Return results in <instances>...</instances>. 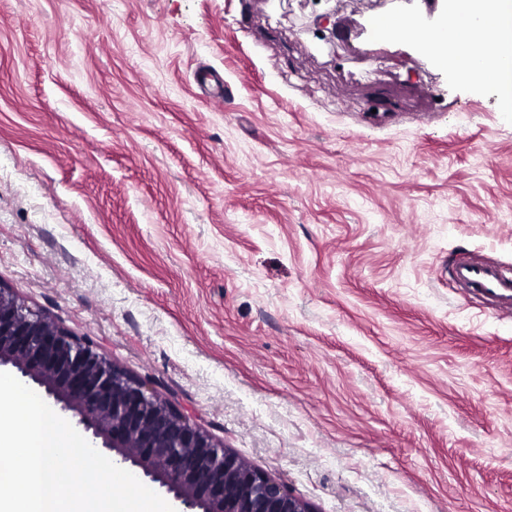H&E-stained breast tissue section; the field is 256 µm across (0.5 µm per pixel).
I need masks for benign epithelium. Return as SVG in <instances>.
<instances>
[{
	"instance_id": "7a95c632",
	"label": "benign epithelium",
	"mask_w": 512,
	"mask_h": 512,
	"mask_svg": "<svg viewBox=\"0 0 512 512\" xmlns=\"http://www.w3.org/2000/svg\"><path fill=\"white\" fill-rule=\"evenodd\" d=\"M73 413L101 447L161 486L184 512H314L280 481L247 465L169 399L0 285V367Z\"/></svg>"
}]
</instances>
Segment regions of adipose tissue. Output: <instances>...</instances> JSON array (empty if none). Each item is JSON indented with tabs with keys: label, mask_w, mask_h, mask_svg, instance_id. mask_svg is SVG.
<instances>
[{
	"label": "adipose tissue",
	"mask_w": 512,
	"mask_h": 512,
	"mask_svg": "<svg viewBox=\"0 0 512 512\" xmlns=\"http://www.w3.org/2000/svg\"><path fill=\"white\" fill-rule=\"evenodd\" d=\"M446 11L448 25L429 33L403 15L385 17L375 33L387 43L420 39L437 47L448 69L486 82L500 111L512 112V0H447Z\"/></svg>",
	"instance_id": "adipose-tissue-1"
}]
</instances>
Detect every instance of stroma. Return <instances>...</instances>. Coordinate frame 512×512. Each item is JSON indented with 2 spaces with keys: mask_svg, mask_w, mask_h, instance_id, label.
I'll use <instances>...</instances> for the list:
<instances>
[{
  "mask_svg": "<svg viewBox=\"0 0 512 512\" xmlns=\"http://www.w3.org/2000/svg\"><path fill=\"white\" fill-rule=\"evenodd\" d=\"M390 12L0 0V284L315 512H512V112ZM455 282L487 296L498 310H512V273L501 265L476 258L460 260Z\"/></svg>",
  "mask_w": 512,
  "mask_h": 512,
  "instance_id": "stroma-1",
  "label": "stroma"
}]
</instances>
